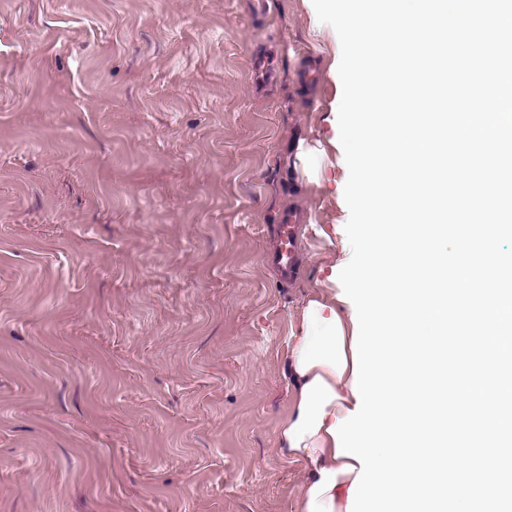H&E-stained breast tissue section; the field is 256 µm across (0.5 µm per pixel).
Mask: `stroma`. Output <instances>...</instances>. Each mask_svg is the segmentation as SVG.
I'll return each mask as SVG.
<instances>
[{"instance_id": "obj_1", "label": "stroma", "mask_w": 512, "mask_h": 512, "mask_svg": "<svg viewBox=\"0 0 512 512\" xmlns=\"http://www.w3.org/2000/svg\"><path fill=\"white\" fill-rule=\"evenodd\" d=\"M340 57L312 0H0V512H296L277 428L329 274L308 224L349 218ZM320 143L312 144L310 141L301 139L297 141L291 157V167L299 174L307 185L321 188V160L324 156V149ZM301 219V214L296 211L283 215L277 228V242L264 255V261L273 265L277 269L280 279L286 283L292 282L297 274L296 231Z\"/></svg>"}]
</instances>
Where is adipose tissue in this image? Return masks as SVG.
Returning <instances> with one entry per match:
<instances>
[{
	"instance_id": "adipose-tissue-1",
	"label": "adipose tissue",
	"mask_w": 512,
	"mask_h": 512,
	"mask_svg": "<svg viewBox=\"0 0 512 512\" xmlns=\"http://www.w3.org/2000/svg\"><path fill=\"white\" fill-rule=\"evenodd\" d=\"M353 323L336 292L310 295L297 315L286 374L293 398L277 431L283 458L305 466L297 512H346L348 490L361 465L336 453L329 431L354 409Z\"/></svg>"
}]
</instances>
